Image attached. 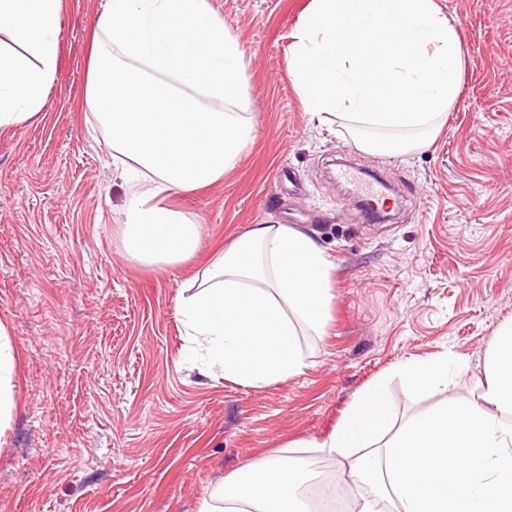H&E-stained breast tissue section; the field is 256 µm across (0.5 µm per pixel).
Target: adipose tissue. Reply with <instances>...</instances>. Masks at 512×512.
<instances>
[{
  "mask_svg": "<svg viewBox=\"0 0 512 512\" xmlns=\"http://www.w3.org/2000/svg\"><path fill=\"white\" fill-rule=\"evenodd\" d=\"M65 0H0V134L41 121L58 73ZM242 47L208 0H104L89 56L85 120L129 184L116 226L129 262L189 261L203 226L169 198L223 179L251 142L233 111L245 94ZM328 255L288 224H255L183 284L177 311L190 356L224 378L262 388L302 373L301 337L322 336L333 303ZM442 353L401 363L415 392L460 375ZM476 399L439 405L395 426L383 382L361 390L318 446L346 486L322 483L308 461L278 455L224 477L198 512H310L360 492V512H512V322L484 357ZM16 350L0 322V439L17 410Z\"/></svg>",
  "mask_w": 512,
  "mask_h": 512,
  "instance_id": "1",
  "label": "adipose tissue"
}]
</instances>
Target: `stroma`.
Here are the masks:
<instances>
[{
    "mask_svg": "<svg viewBox=\"0 0 512 512\" xmlns=\"http://www.w3.org/2000/svg\"><path fill=\"white\" fill-rule=\"evenodd\" d=\"M310 0H210L247 58L255 137L223 180L177 199L204 226L187 263L125 260L128 189L82 108L101 0H66L43 121L0 135V322L17 346L19 407L0 447V512H198L215 483L280 447L309 448L355 396L387 381L398 420L474 398L512 321V0H436L459 23L460 94L435 142L380 156L311 121L289 75ZM381 178L387 222L365 219L339 165ZM254 224H293L333 261L332 321L306 366L261 389L185 362L180 286ZM467 365L443 397L397 375L411 357Z\"/></svg>",
    "mask_w": 512,
    "mask_h": 512,
    "instance_id": "stroma-1",
    "label": "stroma"
}]
</instances>
